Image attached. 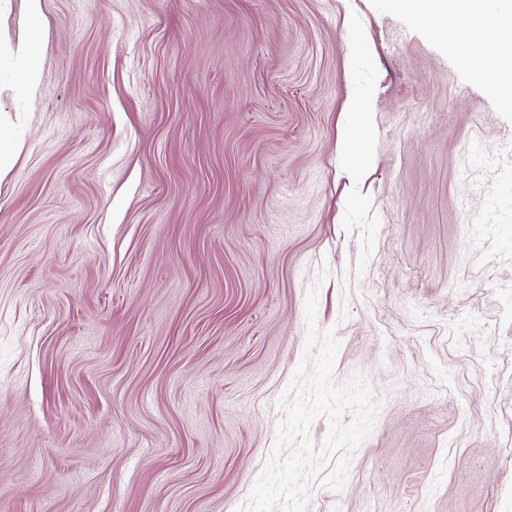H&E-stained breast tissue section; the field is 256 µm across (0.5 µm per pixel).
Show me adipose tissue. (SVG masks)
<instances>
[{
	"instance_id": "ef3b65f1",
	"label": "adipose tissue",
	"mask_w": 512,
	"mask_h": 512,
	"mask_svg": "<svg viewBox=\"0 0 512 512\" xmlns=\"http://www.w3.org/2000/svg\"><path fill=\"white\" fill-rule=\"evenodd\" d=\"M432 28L452 24L448 48L459 65L500 89L512 103V15L494 0H398Z\"/></svg>"
}]
</instances>
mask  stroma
Wrapping results in <instances>:
<instances>
[{"mask_svg": "<svg viewBox=\"0 0 512 512\" xmlns=\"http://www.w3.org/2000/svg\"><path fill=\"white\" fill-rule=\"evenodd\" d=\"M0 127V512H237L314 285L380 408L308 512H512V110L393 0H0ZM25 57L24 64L16 71L15 78L22 91L32 90L37 80V71L35 66V53L32 48L23 51ZM339 142V149L356 161L363 151V128L369 121L370 112H352Z\"/></svg>", "mask_w": 512, "mask_h": 512, "instance_id": "1", "label": "stroma"}]
</instances>
